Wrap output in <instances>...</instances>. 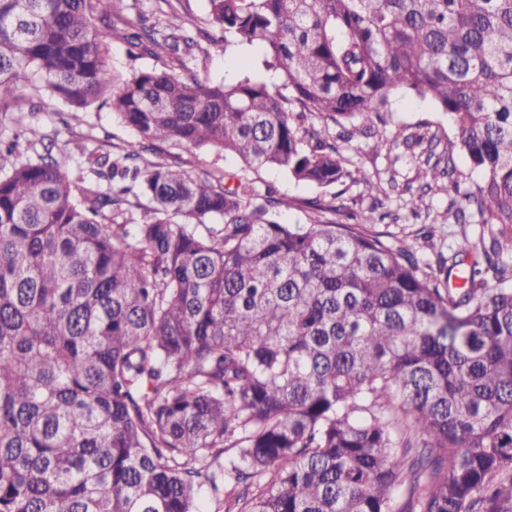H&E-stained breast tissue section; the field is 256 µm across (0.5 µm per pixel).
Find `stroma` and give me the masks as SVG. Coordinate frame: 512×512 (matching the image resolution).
Instances as JSON below:
<instances>
[{
	"label": "stroma",
	"instance_id": "stroma-1",
	"mask_svg": "<svg viewBox=\"0 0 512 512\" xmlns=\"http://www.w3.org/2000/svg\"><path fill=\"white\" fill-rule=\"evenodd\" d=\"M169 8L177 14L180 24L197 37L203 48L202 54L186 67L173 59L161 64L146 54L131 56L127 43L116 38L110 43L107 53L112 71L128 75L139 69L161 65L170 73L179 75L189 68L202 78L217 83L232 78L243 66H257L260 57L257 49L241 47L226 51L218 46L221 33L210 23L207 0H124L115 9L101 2L94 12L93 22L97 25L111 22L121 27L136 23L138 15L158 14ZM30 121L41 126L50 139L55 140V150L65 154L66 173L71 177L75 176L78 165L84 164L86 152L94 150L99 142H108L111 151L119 152L136 139L135 132L115 119L109 108L92 105L78 110L46 92L36 98ZM388 121L390 127H404L411 132L435 137L443 145L458 139L456 125L448 114L438 111L429 100L408 92L398 91L392 95ZM339 149L353 167L365 171L369 184L348 180L319 188L296 182L273 168L248 167L236 156L213 150H184L180 157L184 168L195 177H206L220 170L230 184L245 177L260 187L268 183L275 185L281 193L296 201L295 207L280 217L285 224L308 223L312 211L305 207L304 202L320 197L334 200L336 205L355 212L382 205L392 217L380 224V231L388 233L390 242L403 240L411 244L423 262L434 259L438 252L457 251L464 244L477 243L481 225L449 223L448 195L435 189L422 191L424 170L412 161L404 146L390 143L380 147L371 137L340 143ZM424 224L433 225L432 238L418 237L417 232Z\"/></svg>",
	"mask_w": 512,
	"mask_h": 512
}]
</instances>
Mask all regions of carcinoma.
I'll use <instances>...</instances> for the list:
<instances>
[{"label": "carcinoma", "instance_id": "obj_1", "mask_svg": "<svg viewBox=\"0 0 512 512\" xmlns=\"http://www.w3.org/2000/svg\"><path fill=\"white\" fill-rule=\"evenodd\" d=\"M98 0H0V112L42 89L106 106L139 140L76 186L45 136L0 144V512H512V0H208L224 49L262 50L270 82L148 68L117 75L112 38L196 58L183 27L92 22ZM398 90L453 117L422 150L488 237L419 269L412 247L224 175L163 145L212 149L329 187L347 140ZM136 202H131V199ZM148 202L142 207L138 199ZM143 208L141 221L130 207ZM456 167L462 191L476 190L477 185L482 183L483 173L479 169L473 168L465 155L461 153L456 155Z\"/></svg>", "mask_w": 512, "mask_h": 512}]
</instances>
